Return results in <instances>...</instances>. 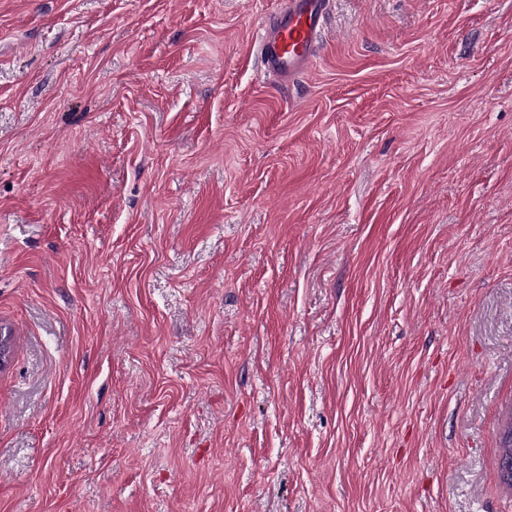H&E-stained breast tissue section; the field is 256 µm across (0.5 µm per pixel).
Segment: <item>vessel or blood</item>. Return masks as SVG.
<instances>
[{
    "instance_id": "vessel-or-blood-1",
    "label": "vessel or blood",
    "mask_w": 512,
    "mask_h": 512,
    "mask_svg": "<svg viewBox=\"0 0 512 512\" xmlns=\"http://www.w3.org/2000/svg\"><path fill=\"white\" fill-rule=\"evenodd\" d=\"M330 0H283L264 20L257 56L271 75L290 81L314 61L325 29Z\"/></svg>"
}]
</instances>
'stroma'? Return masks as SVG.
<instances>
[{
	"instance_id": "obj_1",
	"label": "stroma",
	"mask_w": 512,
	"mask_h": 512,
	"mask_svg": "<svg viewBox=\"0 0 512 512\" xmlns=\"http://www.w3.org/2000/svg\"><path fill=\"white\" fill-rule=\"evenodd\" d=\"M0 0V512H512V0ZM282 4L263 21L256 53L269 74L292 81L315 60L330 0H283Z\"/></svg>"
}]
</instances>
